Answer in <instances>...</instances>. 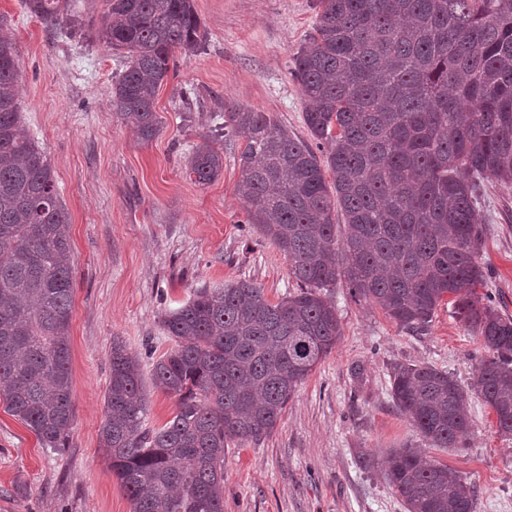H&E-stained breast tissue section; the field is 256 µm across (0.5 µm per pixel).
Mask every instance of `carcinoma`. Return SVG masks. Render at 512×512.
<instances>
[{
  "mask_svg": "<svg viewBox=\"0 0 512 512\" xmlns=\"http://www.w3.org/2000/svg\"><path fill=\"white\" fill-rule=\"evenodd\" d=\"M59 0L27 9L71 36L82 19ZM96 38L125 58L112 108L143 142L159 133L156 94L176 51L202 41L194 0H105ZM295 57L304 122L318 149L270 113L235 107L217 130L241 134L246 223L288 260L297 290L277 303L248 280L201 287L162 318L179 340L152 367L176 397L148 426L138 356L112 340L100 442L133 512H224V448L257 442L341 336L322 290L346 284L399 327L421 330L449 296L486 355L475 391L512 435V318L465 287L482 285V181L512 185V0H319ZM18 60L0 26V399L46 448L74 417L69 329L70 219L54 170L27 133ZM332 173L327 184L324 170ZM223 149L195 146L189 172L217 180ZM343 223H336V213ZM391 397L424 444L464 448L468 392L444 370L400 363ZM384 476L407 512H473L474 492L405 446Z\"/></svg>",
  "mask_w": 512,
  "mask_h": 512,
  "instance_id": "obj_1",
  "label": "carcinoma"
}]
</instances>
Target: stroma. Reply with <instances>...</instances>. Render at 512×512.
I'll return each mask as SVG.
<instances>
[{
    "mask_svg": "<svg viewBox=\"0 0 512 512\" xmlns=\"http://www.w3.org/2000/svg\"><path fill=\"white\" fill-rule=\"evenodd\" d=\"M204 40L175 57L155 100L160 133L143 142L110 104L123 69L94 37L69 40L0 0L12 32L24 123L50 162L70 217L74 265L70 325L74 426L64 448L42 447L0 403V512H132L99 430L113 338L144 373L171 348L161 317L194 289L239 279L280 301L296 291L288 262L246 222L237 194L243 136L219 140L224 172L200 184L188 174L215 113L236 106L271 113L289 133L312 136L294 77L297 52L316 23L314 0H194ZM478 295L512 317V186L483 181ZM343 333L302 383L276 428L224 450V512H406L381 469L391 449L421 438L390 394L394 364H426L470 390L472 435L463 448H428L429 459L474 491V512H512V435L472 393L481 339L451 303L425 330L400 328L377 306L327 289Z\"/></svg>",
    "mask_w": 512,
    "mask_h": 512,
    "instance_id": "stroma-1",
    "label": "stroma"
}]
</instances>
